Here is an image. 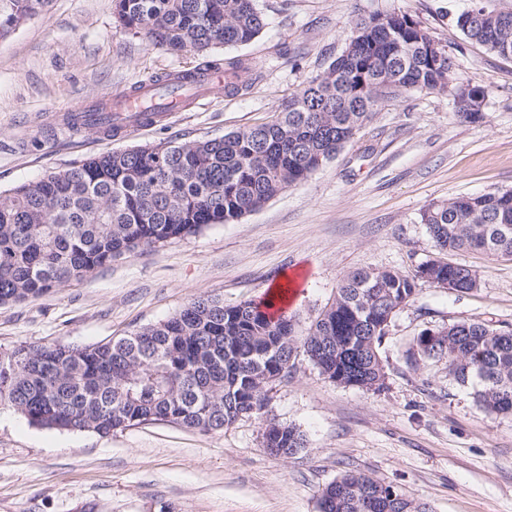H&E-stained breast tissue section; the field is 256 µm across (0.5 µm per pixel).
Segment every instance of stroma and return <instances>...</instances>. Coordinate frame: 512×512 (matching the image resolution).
<instances>
[{
    "label": "stroma",
    "mask_w": 512,
    "mask_h": 512,
    "mask_svg": "<svg viewBox=\"0 0 512 512\" xmlns=\"http://www.w3.org/2000/svg\"><path fill=\"white\" fill-rule=\"evenodd\" d=\"M266 17L249 44L220 46L258 74L245 91L125 136L87 129L54 137L46 113L172 70L197 68L116 22L113 0H51L0 36V191L136 145L183 143L274 119L345 49L356 19L399 12L454 57V82L479 86L483 117L462 121L451 96L411 91L371 118L306 181L261 210L117 258L38 297L0 305V353L20 345H92L159 323L193 299L233 306L298 274L288 306L304 336L353 272L412 273L438 252L422 210L460 195L512 190V58L456 24L470 0H256ZM449 261L476 270L467 294L421 285L379 346V391L344 387L297 355L268 391L269 414L298 427L291 458L262 445V423L203 433L152 421L108 435L30 424L0 403V512H320L323 488L347 471L427 502L432 512H512V415L485 412L444 359H418L415 339L456 322L512 328V261L477 251Z\"/></svg>",
    "instance_id": "35a3bbf8"
}]
</instances>
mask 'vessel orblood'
<instances>
[{"mask_svg":"<svg viewBox=\"0 0 512 512\" xmlns=\"http://www.w3.org/2000/svg\"><path fill=\"white\" fill-rule=\"evenodd\" d=\"M224 95V74L215 70L166 73L162 82L142 81L134 87L114 92L79 105L57 116L58 132L71 133L99 123L103 133L121 134L151 125L160 117L169 118L191 105Z\"/></svg>","mask_w":512,"mask_h":512,"instance_id":"b4317fda","label":"vessel or blood"}]
</instances>
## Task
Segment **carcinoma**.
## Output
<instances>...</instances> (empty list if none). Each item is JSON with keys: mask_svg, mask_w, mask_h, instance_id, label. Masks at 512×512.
I'll use <instances>...</instances> for the list:
<instances>
[{"mask_svg": "<svg viewBox=\"0 0 512 512\" xmlns=\"http://www.w3.org/2000/svg\"><path fill=\"white\" fill-rule=\"evenodd\" d=\"M49 0H0V30L25 21ZM481 2L457 16L464 35L505 56L512 13L492 20ZM117 22L153 46L207 52L242 46L266 26L255 0H114ZM359 19L329 65L266 123L221 138L164 144L161 160L142 146L89 158L0 193V303L42 295L80 280L125 254L228 224L305 181L370 118L381 96L456 92L454 62L404 14L385 24ZM222 67L228 90L249 72L240 59ZM422 223L442 252L479 251L512 259V190L462 195L428 207ZM469 293L475 270L431 259L411 275L359 270L298 339L273 302L235 306L197 298L174 316L101 345H20L0 355V401L31 424L107 435L148 421L220 432L243 417L268 422L263 445L292 457L302 432L268 417V387L305 354L329 380L378 390L385 372L378 347L393 315L422 284ZM419 355L448 359L458 383L476 378L487 412L512 414V331L456 322L426 329ZM320 512H431L371 477L347 472L328 484Z\"/></svg>", "mask_w": 512, "mask_h": 512, "instance_id": "carcinoma-1", "label": "carcinoma"}]
</instances>
